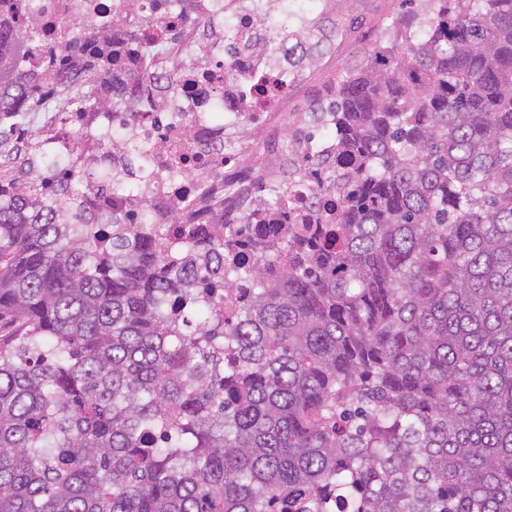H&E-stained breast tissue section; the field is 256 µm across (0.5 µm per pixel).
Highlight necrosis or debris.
<instances>
[{
  "instance_id": "obj_1",
  "label": "necrosis or debris",
  "mask_w": 512,
  "mask_h": 512,
  "mask_svg": "<svg viewBox=\"0 0 512 512\" xmlns=\"http://www.w3.org/2000/svg\"><path fill=\"white\" fill-rule=\"evenodd\" d=\"M140 9L117 19L112 0H17L16 15L32 37L18 66L34 83L32 109L45 110L36 129L15 115L0 116L16 131L3 154L17 163L0 165V186H18L41 176L54 157L85 173L74 196L93 211L135 216L150 210L167 251H190L193 228L223 239L241 216L303 206L308 223L321 222L322 198L331 196L324 167L307 164L314 152L336 161L332 137L317 139L307 120L289 121L292 90L307 85L323 56L304 35L314 20L288 11L283 0H135ZM281 15L270 29L265 21ZM97 19L102 46L139 37H159L156 51L133 56L112 70L111 81L95 79L94 60L73 56L56 64L73 31L71 22ZM92 82V103L65 96L62 82ZM112 142L102 159L99 144ZM140 145L159 175L128 189L139 173L129 164ZM108 167L111 178L97 174Z\"/></svg>"
}]
</instances>
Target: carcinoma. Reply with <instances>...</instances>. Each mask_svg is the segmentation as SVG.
<instances>
[{
    "instance_id": "cac0c4a2",
    "label": "carcinoma",
    "mask_w": 512,
    "mask_h": 512,
    "mask_svg": "<svg viewBox=\"0 0 512 512\" xmlns=\"http://www.w3.org/2000/svg\"><path fill=\"white\" fill-rule=\"evenodd\" d=\"M428 2L336 83L334 221L239 242L228 316L147 211L0 203V512H512V0Z\"/></svg>"
}]
</instances>
